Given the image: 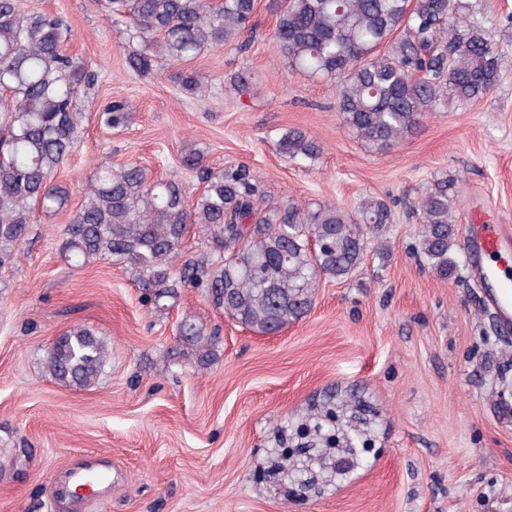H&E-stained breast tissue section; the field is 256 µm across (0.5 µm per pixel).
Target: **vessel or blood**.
<instances>
[{
	"label": "vessel or blood",
	"mask_w": 512,
	"mask_h": 512,
	"mask_svg": "<svg viewBox=\"0 0 512 512\" xmlns=\"http://www.w3.org/2000/svg\"><path fill=\"white\" fill-rule=\"evenodd\" d=\"M469 242L479 276L494 281L492 301L504 324L512 323V272L495 263V256L512 248V226L506 224H473Z\"/></svg>",
	"instance_id": "obj_1"
}]
</instances>
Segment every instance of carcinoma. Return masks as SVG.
Wrapping results in <instances>:
<instances>
[{
  "label": "carcinoma",
  "mask_w": 512,
  "mask_h": 512,
  "mask_svg": "<svg viewBox=\"0 0 512 512\" xmlns=\"http://www.w3.org/2000/svg\"><path fill=\"white\" fill-rule=\"evenodd\" d=\"M102 6L116 21H133L132 39L145 48L129 52L125 63L145 74L160 58L188 62L206 48L247 45L256 0H104ZM275 10L274 40L290 66L336 81L344 124L379 151L448 101L464 105L487 97L499 79L500 57L478 18L479 0H277ZM70 39L62 18L23 13L16 0H0V267L17 260L35 212H55L70 196L54 176L78 142L85 117L79 91L94 81L88 63L67 51ZM178 80L194 95L207 89L206 77L194 70L182 71ZM128 118L124 100L102 110L114 129ZM277 148L299 161L322 154L320 143L299 129L284 132ZM203 159L197 149L182 158L205 183L191 203L177 179L155 181L134 163L97 164L67 225L63 260L81 268L117 257L157 308L174 305L179 289L190 285L241 324L273 334L308 314L320 278L344 280L371 243H387L393 215L382 199H364L352 213L329 203L266 212L248 165L212 173ZM456 193L457 181L442 176L414 205L423 224L420 252L444 280L461 271L454 254ZM193 224L224 240L222 257L176 264ZM216 334L188 317L177 325V336L201 366L212 361ZM107 357L105 342L77 326L57 338L48 368L66 386L88 387ZM314 430L341 433L346 448L358 447L367 434L355 414L344 425L317 415Z\"/></svg>",
  "instance_id": "carcinoma-1"
}]
</instances>
